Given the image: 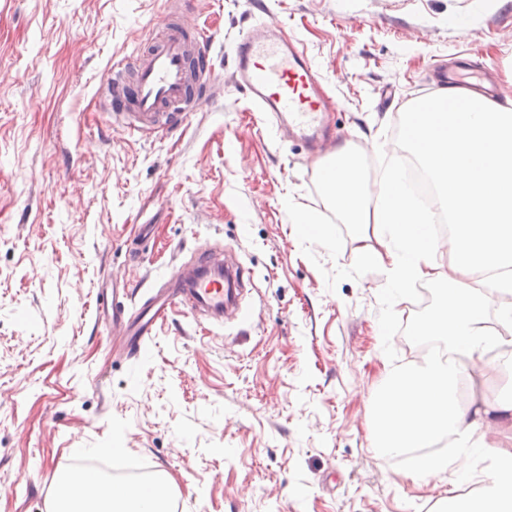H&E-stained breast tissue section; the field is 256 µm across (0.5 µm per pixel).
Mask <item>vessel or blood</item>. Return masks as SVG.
<instances>
[{"instance_id": "vessel-or-blood-1", "label": "vessel or blood", "mask_w": 512, "mask_h": 512, "mask_svg": "<svg viewBox=\"0 0 512 512\" xmlns=\"http://www.w3.org/2000/svg\"><path fill=\"white\" fill-rule=\"evenodd\" d=\"M162 41L147 39L141 50L114 58L97 93L128 134L174 131L209 89L212 71L188 65L189 56H205L210 41L205 31L189 37L181 11L165 10ZM233 67L241 91L259 108L286 120L302 138L326 136L322 115L334 104L307 53L295 39L249 29L233 50ZM236 290L213 254L201 253L192 273L181 278L173 292L156 294L136 313L116 306L112 319L125 323L133 347L144 348L168 310L190 301L200 311L223 315Z\"/></svg>"}]
</instances>
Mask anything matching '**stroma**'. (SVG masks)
<instances>
[{"instance_id": "1", "label": "stroma", "mask_w": 512, "mask_h": 512, "mask_svg": "<svg viewBox=\"0 0 512 512\" xmlns=\"http://www.w3.org/2000/svg\"><path fill=\"white\" fill-rule=\"evenodd\" d=\"M165 7L0 0V512H50L76 469L168 477L169 512H436L445 486L369 429L423 312L365 261L318 164L350 144L377 193L436 67L468 81L469 59L512 97V0H192L222 80L183 130L131 136L96 90ZM256 24L300 40L334 101L315 148L235 84ZM205 250L243 268L244 317L178 306L129 356L113 302L138 309Z\"/></svg>"}]
</instances>
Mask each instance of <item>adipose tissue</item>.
<instances>
[{
	"label": "adipose tissue",
	"mask_w": 512,
	"mask_h": 512,
	"mask_svg": "<svg viewBox=\"0 0 512 512\" xmlns=\"http://www.w3.org/2000/svg\"><path fill=\"white\" fill-rule=\"evenodd\" d=\"M464 103L462 118L408 109L404 139L435 184V208L420 205L397 169L368 202L365 174L346 144L337 147V174L322 189L356 228L366 260L383 267L391 283L441 285L431 312L412 329L431 343V354L404 365L382 363L372 404L377 454L418 449L409 478L440 482L470 468L472 448H487L492 464L479 475L480 496H448L442 512H512V384L470 401L461 394L487 371L490 350L501 352L497 370L512 373V351L502 347L504 333H512V101L492 103L472 93ZM440 212L453 228L442 262L431 232ZM492 292L503 298L497 327L486 318ZM446 438L455 452H432ZM169 498L164 479L115 487L79 470L60 479L55 512H165Z\"/></svg>",
	"instance_id": "adipose-tissue-1"
}]
</instances>
